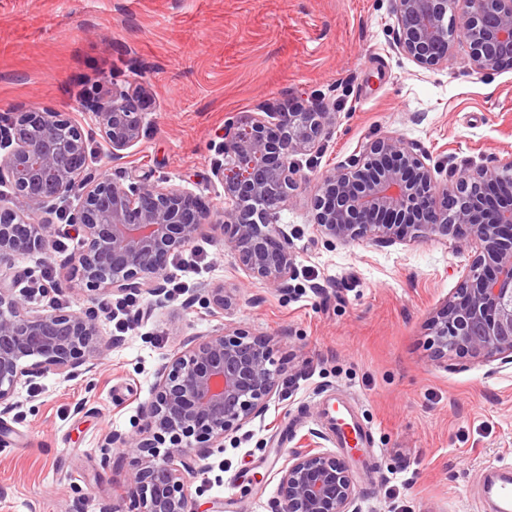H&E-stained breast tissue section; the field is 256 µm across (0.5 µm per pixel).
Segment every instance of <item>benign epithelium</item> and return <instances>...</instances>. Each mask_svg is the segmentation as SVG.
Returning <instances> with one entry per match:
<instances>
[{"mask_svg":"<svg viewBox=\"0 0 512 512\" xmlns=\"http://www.w3.org/2000/svg\"><path fill=\"white\" fill-rule=\"evenodd\" d=\"M395 48L422 68L448 60L463 41L474 69L489 73L512 57V0H393ZM87 120L39 106L0 122V415L17 408V387L52 373L64 379L92 371L105 340L92 311L34 310L6 283L23 255L43 253L65 234L54 214L82 229L69 260L86 291L127 298L164 290L169 260L207 228L219 232L247 275L271 289L288 287L295 255L280 212L297 190L291 157L311 151L333 113L267 112L224 124L222 161L212 176L224 188L214 215L197 194L164 180L127 184L86 172L89 143L100 138L114 160L141 141L147 127L140 92L109 91L84 102ZM512 159L502 170L468 172L440 187L417 148L388 136L368 143L360 159L321 175L312 201L320 238L334 244L469 238L474 257L455 292L428 324L431 361L470 357L502 368L512 363ZM81 191L78 205L71 194ZM237 288L203 289L215 314ZM271 340L242 329L192 337L161 370L143 407L134 449L131 512H192L188 487L200 461L224 439L263 415L277 391ZM281 512H360L353 477L336 456L293 452L280 470Z\"/></svg>","mask_w":512,"mask_h":512,"instance_id":"7a95c632","label":"benign epithelium"}]
</instances>
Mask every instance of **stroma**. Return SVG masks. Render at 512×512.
<instances>
[{
    "instance_id": "stroma-1",
    "label": "stroma",
    "mask_w": 512,
    "mask_h": 512,
    "mask_svg": "<svg viewBox=\"0 0 512 512\" xmlns=\"http://www.w3.org/2000/svg\"><path fill=\"white\" fill-rule=\"evenodd\" d=\"M391 0H0V109L41 106L80 114L86 94L138 87L150 121L115 162L92 141L89 168L123 181L164 178L201 194L212 212L224 190L211 178L228 121L321 106L334 124L300 155L304 178L279 224L296 256L283 291L249 278L218 233L206 231L169 276L186 293L133 298L141 317L93 371L50 375L18 389L19 413L1 419L0 512H126L136 468L123 444L141 424L159 370L185 338L243 328L270 338L280 383L265 413L208 458L189 487L194 512H277V474L293 452L326 451L354 478L361 512H481L488 466L512 463V366L490 372L468 358L429 359L426 323L475 253L465 240L329 246L311 200L322 173L393 135L425 154L439 185L512 158V67L475 71L464 43L427 70L393 45ZM52 269L59 307L83 312L66 253L17 260L14 286ZM238 287L223 316L199 291ZM349 400L374 428L353 455L321 428L328 395ZM109 462H102V454ZM404 470L392 496L385 478Z\"/></svg>"
}]
</instances>
